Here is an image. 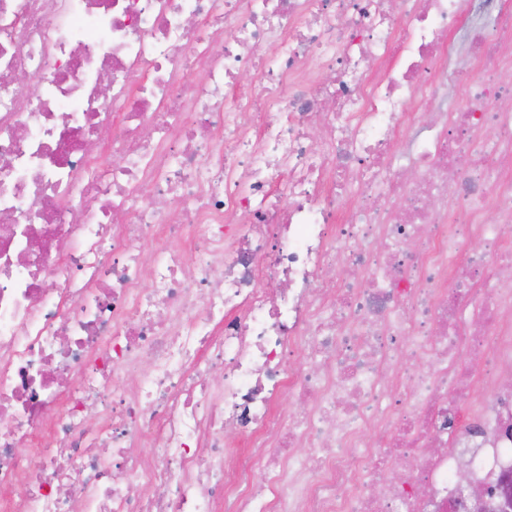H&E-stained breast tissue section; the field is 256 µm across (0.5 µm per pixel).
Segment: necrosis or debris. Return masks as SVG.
Instances as JSON below:
<instances>
[{
	"label": "necrosis or debris",
	"instance_id": "necrosis-or-debris-1",
	"mask_svg": "<svg viewBox=\"0 0 512 512\" xmlns=\"http://www.w3.org/2000/svg\"><path fill=\"white\" fill-rule=\"evenodd\" d=\"M470 2L0 0V512L512 479V10L475 79ZM488 1L492 0H472V8L469 18L464 22L462 27L452 35V40L457 48V59L465 67H467L471 75L476 79L481 75L480 69L467 55L466 47V31L472 24H486L488 15L492 10Z\"/></svg>",
	"mask_w": 512,
	"mask_h": 512
}]
</instances>
